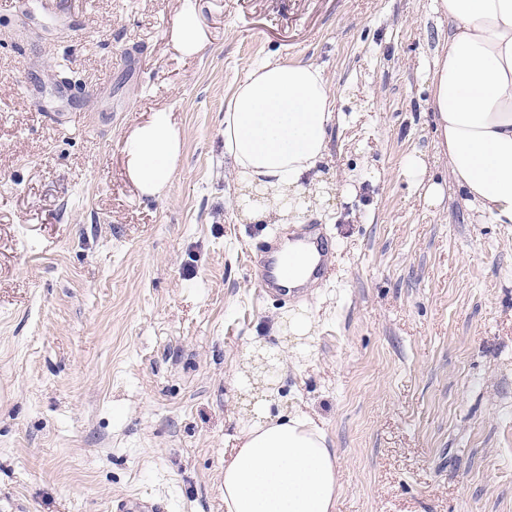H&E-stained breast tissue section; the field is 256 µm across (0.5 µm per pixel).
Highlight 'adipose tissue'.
Masks as SVG:
<instances>
[{
  "instance_id": "ef3b65f1",
  "label": "adipose tissue",
  "mask_w": 512,
  "mask_h": 512,
  "mask_svg": "<svg viewBox=\"0 0 512 512\" xmlns=\"http://www.w3.org/2000/svg\"><path fill=\"white\" fill-rule=\"evenodd\" d=\"M448 40L433 74L434 110L448 171L477 221L512 224V0H442ZM171 40L183 56L201 52L207 32L197 0H184ZM334 94L322 71L269 60L250 68L224 111V152L239 180L268 194L249 217L285 215L289 190L303 189L327 153ZM182 143L166 111L126 138L127 173L142 196L168 187ZM260 402L224 460V512H332L336 452L301 410L270 415Z\"/></svg>"
}]
</instances>
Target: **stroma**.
I'll list each match as a JSON object with an SVG mask.
<instances>
[{"instance_id": "35a3bbf8", "label": "stroma", "mask_w": 512, "mask_h": 512, "mask_svg": "<svg viewBox=\"0 0 512 512\" xmlns=\"http://www.w3.org/2000/svg\"><path fill=\"white\" fill-rule=\"evenodd\" d=\"M0 0V512H224V451L283 357L271 410L310 413L339 462L334 512H512V224L478 223L431 106L437 0ZM320 67L336 120L300 209L333 263L259 293L224 105L271 57ZM159 109L182 140L165 194L128 178ZM74 116L73 128L48 113ZM418 153L443 190L403 173ZM305 311L309 335L283 334ZM170 36L174 47L182 56L191 57L201 52L208 36L199 19L197 0H184Z\"/></svg>"}]
</instances>
